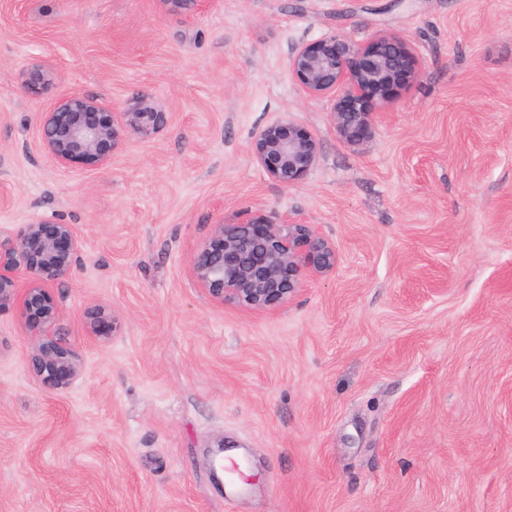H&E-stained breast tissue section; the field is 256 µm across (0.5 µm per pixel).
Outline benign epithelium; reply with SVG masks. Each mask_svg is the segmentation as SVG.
<instances>
[{"mask_svg":"<svg viewBox=\"0 0 512 512\" xmlns=\"http://www.w3.org/2000/svg\"><path fill=\"white\" fill-rule=\"evenodd\" d=\"M411 49L395 34H379L367 45L334 32L295 48L288 65L309 97L334 100L332 120L339 137L356 143L371 133L375 111L389 102V90L401 78L412 82ZM52 71L34 64L22 73L33 94L50 83ZM165 122V113L143 107L114 112L80 93L57 99L41 113L44 148L61 165L81 160L104 166L128 134L147 138ZM319 141L284 117L258 131L251 154L268 176L291 186L314 167ZM79 248L71 224L48 219L23 225L8 246L0 247V308L16 304L27 332L36 337L29 362L33 377L48 390L67 387L80 373L78 358L56 337L59 307L51 284L70 276ZM336 245L313 224L283 215L275 221L217 224L193 264L197 281L221 301L251 309H267L290 299L307 277L336 270ZM108 319L98 307L86 316L89 335L96 336Z\"/></svg>","mask_w":512,"mask_h":512,"instance_id":"benign-epithelium-1","label":"benign epithelium"}]
</instances>
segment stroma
<instances>
[{"mask_svg":"<svg viewBox=\"0 0 512 512\" xmlns=\"http://www.w3.org/2000/svg\"><path fill=\"white\" fill-rule=\"evenodd\" d=\"M332 32L413 53L357 144L288 68ZM73 92L166 122L63 167L39 123ZM286 114L320 144L293 186L250 152ZM283 214L335 273L264 310L195 280L215 224ZM42 219L80 239L52 293L81 373L43 388L0 308V512H512V0H0V243ZM219 438L250 482H215ZM52 71L42 64H34L22 73L25 87L33 94H38L42 86L51 81Z\"/></svg>","mask_w":512,"mask_h":512,"instance_id":"1","label":"stroma"}]
</instances>
